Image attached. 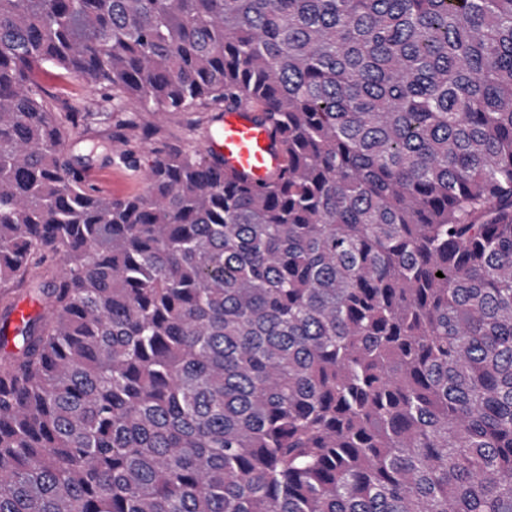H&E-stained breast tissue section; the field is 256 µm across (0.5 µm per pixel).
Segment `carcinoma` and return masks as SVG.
I'll return each mask as SVG.
<instances>
[{"mask_svg": "<svg viewBox=\"0 0 512 512\" xmlns=\"http://www.w3.org/2000/svg\"><path fill=\"white\" fill-rule=\"evenodd\" d=\"M0 512H512V0H0ZM44 84L48 97L55 104L56 102L68 101L72 106L82 107L99 98L98 92L76 80L47 79ZM144 121L159 122L169 141L187 147L204 148L207 142L206 119L197 115L190 123L181 115L165 114L158 118L144 113ZM205 151L224 158V169L245 173L251 182L259 184L270 181L281 169L284 160L278 147L272 146V135L265 126L253 123L245 111L224 112L222 133L210 139ZM109 125L106 115H95L89 120L85 130L73 134L68 141V153L75 159H79L88 166L97 170L107 188L105 191L113 196H126L141 192L145 187L143 173H136L119 159L115 162L106 159V145L100 146L94 155H89L90 148L87 139L92 136L102 135Z\"/></svg>", "mask_w": 512, "mask_h": 512, "instance_id": "obj_1", "label": "carcinoma"}]
</instances>
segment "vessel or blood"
<instances>
[{"label":"vessel or blood","instance_id":"obj_1","mask_svg":"<svg viewBox=\"0 0 512 512\" xmlns=\"http://www.w3.org/2000/svg\"><path fill=\"white\" fill-rule=\"evenodd\" d=\"M205 150L221 155L225 168L245 173L256 184L270 181L284 163L269 129L242 110L225 112L221 135L210 139Z\"/></svg>","mask_w":512,"mask_h":512}]
</instances>
